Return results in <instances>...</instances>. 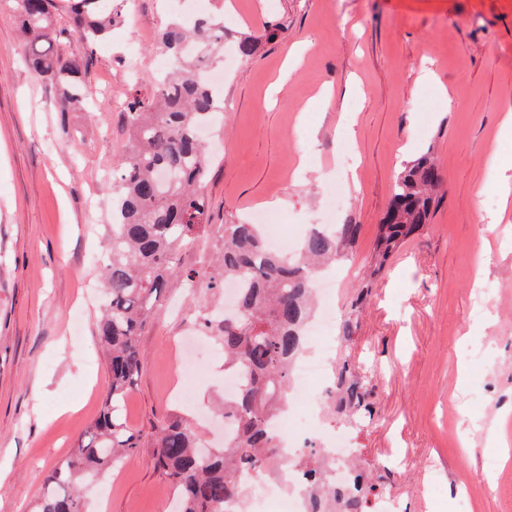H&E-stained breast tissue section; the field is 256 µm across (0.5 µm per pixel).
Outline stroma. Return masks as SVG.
Returning a JSON list of instances; mask_svg holds the SVG:
<instances>
[{
    "mask_svg": "<svg viewBox=\"0 0 512 512\" xmlns=\"http://www.w3.org/2000/svg\"><path fill=\"white\" fill-rule=\"evenodd\" d=\"M199 14L258 48L219 90L208 222L199 246L180 252L181 271L210 274L225 224L272 199L303 240L338 192L341 223L361 227L337 262L336 305L348 312L394 174L431 154L444 196L390 258L349 351L372 386V420L353 437L407 512H512V201L487 183L489 157L512 154L497 142L512 107V0H202ZM176 17L168 0H141L134 25L91 51L72 44L91 102L64 114L16 53L20 28L0 5V512H33L47 473L102 409L105 184L127 142L125 97L154 90L157 33ZM348 125L345 145L336 132ZM351 167L356 189L342 176ZM190 309L171 277L140 336L145 364L125 417L146 438L177 419L218 448L222 421H202L171 392L183 378L177 344L201 333ZM194 389L207 408L223 402L221 349L205 352ZM105 491L107 512H171L172 485L149 447L87 482L89 512Z\"/></svg>",
    "mask_w": 512,
    "mask_h": 512,
    "instance_id": "obj_1",
    "label": "stroma"
}]
</instances>
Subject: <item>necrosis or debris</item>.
<instances>
[{"label":"necrosis or debris","instance_id":"4bbe7bcc","mask_svg":"<svg viewBox=\"0 0 512 512\" xmlns=\"http://www.w3.org/2000/svg\"><path fill=\"white\" fill-rule=\"evenodd\" d=\"M335 282L328 275L315 284L321 304L305 329L308 349L292 369V402L271 422L281 437L275 461L263 477L243 475L251 492L246 503L229 504L228 512H328L326 501L312 496L302 464L301 454L310 443L337 494L346 495L352 486L355 442L349 432L336 427L326 410L328 395L336 386L332 336L336 309L330 304Z\"/></svg>","mask_w":512,"mask_h":512}]
</instances>
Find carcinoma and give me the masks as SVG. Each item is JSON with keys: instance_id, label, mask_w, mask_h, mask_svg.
<instances>
[{"instance_id": "1", "label": "carcinoma", "mask_w": 512, "mask_h": 512, "mask_svg": "<svg viewBox=\"0 0 512 512\" xmlns=\"http://www.w3.org/2000/svg\"><path fill=\"white\" fill-rule=\"evenodd\" d=\"M6 2L20 23L19 55L26 65L50 81L61 111H84V65L69 53L68 44L73 39L90 49L121 25V0H68L73 24L58 34L55 0ZM157 43L175 68L151 95L128 100L126 150L106 187L112 193V236L102 272L106 301L97 336L111 383L102 411L75 454L47 475L36 512H86L81 484L132 460L143 447L142 436L128 427L121 409L144 365L139 337L161 306L166 282L179 272L180 251L208 223L204 187L211 158L199 133L213 123L219 99L197 72L224 47V23L206 18L191 25L172 22L159 31ZM441 182V170L429 156L397 174L379 224L370 275L382 272L391 256L430 224ZM359 229L358 224H338L331 231L314 232L298 253L288 256L267 246L257 224L224 225L221 256L208 288L223 287L229 277L242 281V288L235 314L216 311L208 318L203 313L200 326L221 337L224 369L242 377L241 393L235 401H224L230 435L220 451L201 454L199 436L180 420L154 428L156 466L172 483L177 512H225V503L246 496L240 474H261L269 466L279 444L270 419L287 404L292 363L304 348L313 275L320 263L352 248ZM357 309L356 304L351 307L341 326L345 346L354 340ZM330 406L359 427L371 417L366 383L346 358ZM351 466L356 470V509L363 512L380 485L360 459H352ZM306 470L314 492L342 508L313 459Z\"/></svg>"}]
</instances>
